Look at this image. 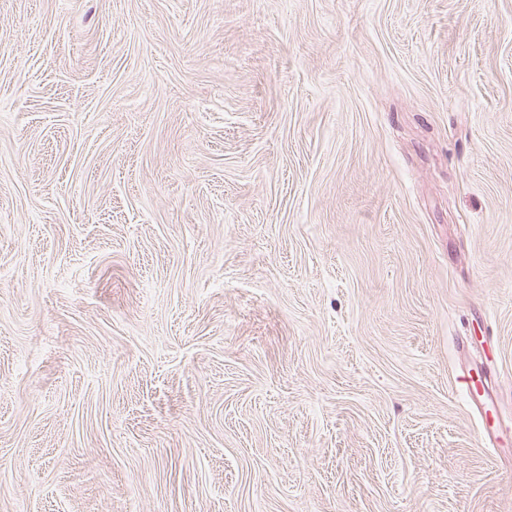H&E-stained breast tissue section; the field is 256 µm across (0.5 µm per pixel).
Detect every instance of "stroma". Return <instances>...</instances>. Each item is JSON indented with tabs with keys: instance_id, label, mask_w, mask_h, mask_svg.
<instances>
[{
	"instance_id": "obj_1",
	"label": "stroma",
	"mask_w": 512,
	"mask_h": 512,
	"mask_svg": "<svg viewBox=\"0 0 512 512\" xmlns=\"http://www.w3.org/2000/svg\"><path fill=\"white\" fill-rule=\"evenodd\" d=\"M512 0H0V512H512ZM470 382V385H467V400L469 405L479 412L482 419V425L478 433L479 439L485 446L495 447L504 433V429L498 416L492 422L489 419V412L496 405L493 390L485 376H483V382L480 381L481 387L477 385L472 377Z\"/></svg>"
}]
</instances>
